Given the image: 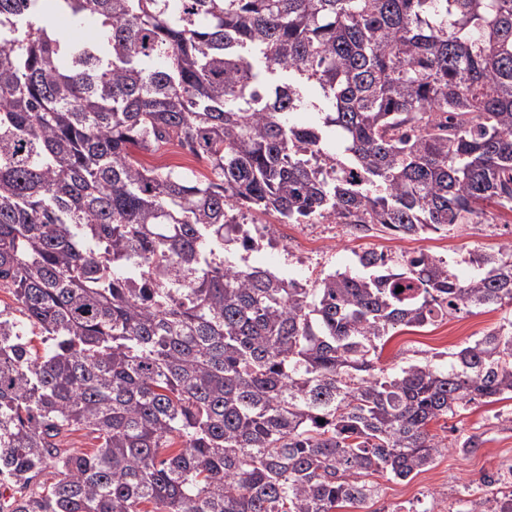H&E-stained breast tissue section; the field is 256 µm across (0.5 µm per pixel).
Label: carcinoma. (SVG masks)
Here are the masks:
<instances>
[{
    "label": "carcinoma",
    "mask_w": 512,
    "mask_h": 512,
    "mask_svg": "<svg viewBox=\"0 0 512 512\" xmlns=\"http://www.w3.org/2000/svg\"><path fill=\"white\" fill-rule=\"evenodd\" d=\"M175 141L210 173L136 157ZM485 202L512 212V0H0V512H336L427 471L430 422L512 396V318L446 370L378 346L511 307L512 243L467 280L224 251L252 211L412 238Z\"/></svg>",
    "instance_id": "1"
}]
</instances>
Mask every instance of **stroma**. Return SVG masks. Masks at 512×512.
Listing matches in <instances>:
<instances>
[{
	"mask_svg": "<svg viewBox=\"0 0 512 512\" xmlns=\"http://www.w3.org/2000/svg\"><path fill=\"white\" fill-rule=\"evenodd\" d=\"M487 214L488 222L461 224L449 232H429L414 239L374 230L360 237L344 224L278 225L273 216L265 215L261 221L273 225V242L247 258L283 277L315 279L335 271L358 272L357 256L366 250L394 257L423 251L445 257L462 277L473 272L471 253L494 252L512 242V212L491 204ZM510 314L512 308L506 306L478 308L435 326L399 328L386 340L377 366L388 373L410 363L447 366L454 352ZM430 431L450 443L431 469L409 481L379 478L377 498L342 512H384L393 502L406 503L413 512H490L474 481L496 466H512V399L469 405L432 422ZM470 436L478 438L480 446L462 454L455 443Z\"/></svg>",
	"mask_w": 512,
	"mask_h": 512,
	"instance_id": "35a3bbf8",
	"label": "stroma"
}]
</instances>
